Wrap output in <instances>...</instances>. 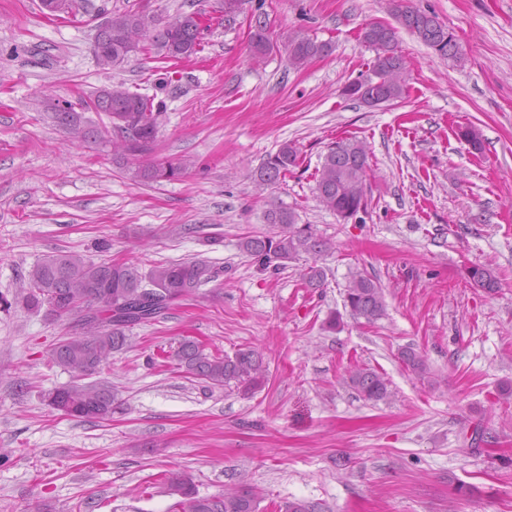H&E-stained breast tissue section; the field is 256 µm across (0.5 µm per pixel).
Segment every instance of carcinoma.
<instances>
[{"label": "carcinoma", "instance_id": "obj_1", "mask_svg": "<svg viewBox=\"0 0 512 512\" xmlns=\"http://www.w3.org/2000/svg\"><path fill=\"white\" fill-rule=\"evenodd\" d=\"M398 22L417 36L427 47L442 57L458 59L462 47L454 34L432 13L395 5ZM112 25V51L96 53L104 69L122 65L128 54L138 49L140 37L154 27L152 42L164 59H188L202 51L203 30L194 13H181L172 19L147 20L134 10L115 12L107 18ZM363 42L375 52L372 74L377 84L360 79L348 82L342 94L373 108V96L383 102L404 98L406 92V62L396 46L392 27L372 25L365 29ZM282 41L288 50V62L293 67L304 66L311 58L330 51L327 43L317 42L300 32H290ZM253 52L265 55L273 48L267 23L256 20L250 34ZM109 99L112 111L106 113L117 143L118 159L133 164V177L142 182L173 181L182 178L188 164L152 156L158 131L162 104L121 84L94 95ZM53 119L79 141L94 137L86 128L82 112L89 110V101L78 105H59L46 98ZM80 110H75V107ZM299 162L298 149L284 143L258 168L254 181L258 186L271 187L286 178ZM370 171V156L364 142L355 138H339L331 142L315 174L316 200L322 207L346 221L368 208L366 180ZM268 224L278 226L273 236L248 235L241 248L263 264H282L301 254L322 256L332 246L317 235L310 224H297V214L291 207L272 203L265 213ZM218 276L210 264L193 259L176 263H153L143 270L138 263H95L76 253L45 255L29 273L23 304L32 309L46 308V314L57 320L71 319L80 326L76 335L63 338L53 348L51 361L71 373L74 381L49 393L51 405L64 414L84 420H107L112 417L115 394L108 381L84 382L85 377L98 373L112 354L123 350L129 342L132 327L149 323L162 316L175 303L193 297L199 288ZM470 285L487 293L500 287L495 270L487 264H473L467 270ZM152 290L154 303L140 307L143 292ZM345 306L355 319L372 323L385 315L386 304L382 288L366 274L351 275L345 293ZM179 368L214 388L234 385L245 390L260 386L267 377L263 354L256 349H239L233 355L205 352L198 342L184 338L175 351ZM400 358L418 376L430 374L421 351L408 346ZM349 382L363 400L376 403L389 396V381L378 371L358 366L350 371ZM168 491L179 497L173 512H260L261 498L252 488L229 487L213 497H200L189 479L181 473L166 477ZM276 512H318L319 506L302 501H283L275 505Z\"/></svg>", "mask_w": 512, "mask_h": 512}]
</instances>
